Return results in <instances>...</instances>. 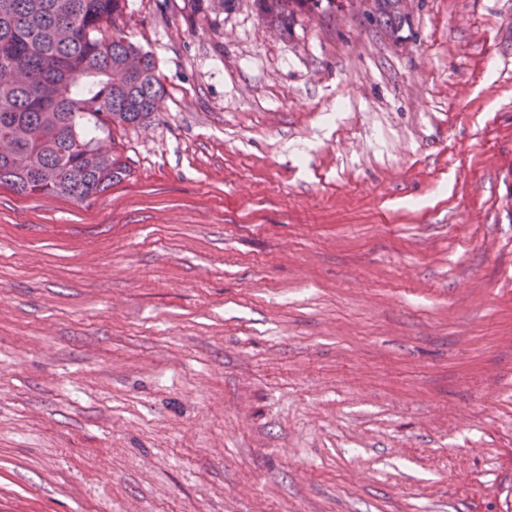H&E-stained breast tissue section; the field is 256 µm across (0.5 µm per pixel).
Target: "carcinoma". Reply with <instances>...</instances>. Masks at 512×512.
Segmentation results:
<instances>
[{"label": "carcinoma", "instance_id": "cac0c4a2", "mask_svg": "<svg viewBox=\"0 0 512 512\" xmlns=\"http://www.w3.org/2000/svg\"><path fill=\"white\" fill-rule=\"evenodd\" d=\"M279 32L334 0H255ZM236 0H187L208 18ZM126 0H0V186L84 201L131 174L118 131L155 115L164 87L131 42Z\"/></svg>", "mask_w": 512, "mask_h": 512}]
</instances>
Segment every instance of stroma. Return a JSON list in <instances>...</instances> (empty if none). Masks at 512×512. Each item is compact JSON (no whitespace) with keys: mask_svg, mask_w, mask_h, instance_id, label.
I'll return each mask as SVG.
<instances>
[{"mask_svg":"<svg viewBox=\"0 0 512 512\" xmlns=\"http://www.w3.org/2000/svg\"><path fill=\"white\" fill-rule=\"evenodd\" d=\"M375 9L127 0L129 179L0 188V512H512V0ZM236 0H187V7L192 15L202 16L204 19L212 14L217 15L228 11ZM260 17L272 28L281 34L288 30V25L294 21L298 14L310 13L321 8L323 11L330 10L335 2L326 1L323 6L322 0H254Z\"/></svg>","mask_w":512,"mask_h":512,"instance_id":"1","label":"stroma"}]
</instances>
